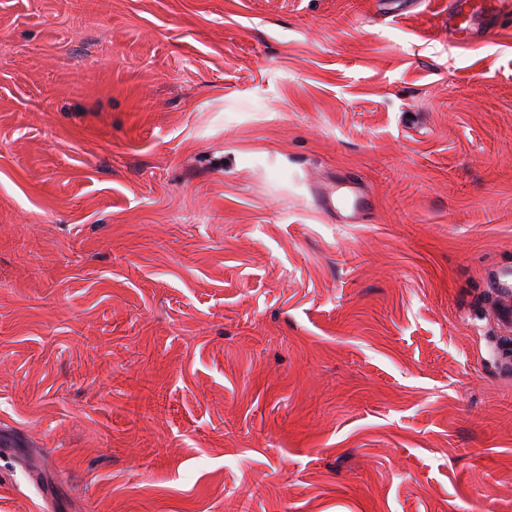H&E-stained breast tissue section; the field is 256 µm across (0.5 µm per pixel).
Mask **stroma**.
Wrapping results in <instances>:
<instances>
[{
  "label": "stroma",
  "mask_w": 512,
  "mask_h": 512,
  "mask_svg": "<svg viewBox=\"0 0 512 512\" xmlns=\"http://www.w3.org/2000/svg\"><path fill=\"white\" fill-rule=\"evenodd\" d=\"M478 40L0 0V512H512V20Z\"/></svg>",
  "instance_id": "1"
}]
</instances>
